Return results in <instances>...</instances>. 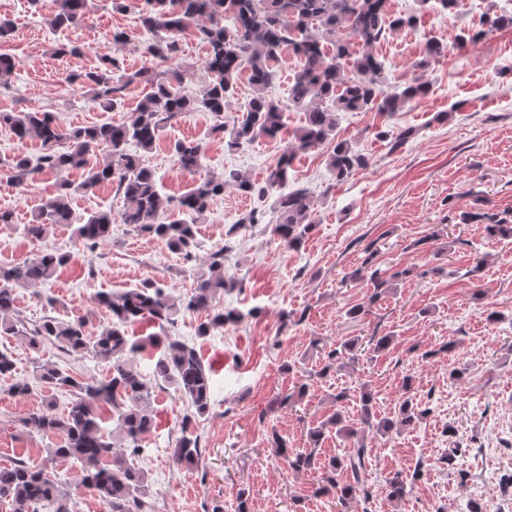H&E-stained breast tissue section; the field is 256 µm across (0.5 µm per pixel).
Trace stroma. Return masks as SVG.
I'll return each mask as SVG.
<instances>
[{
	"instance_id": "stroma-1",
	"label": "stroma",
	"mask_w": 512,
	"mask_h": 512,
	"mask_svg": "<svg viewBox=\"0 0 512 512\" xmlns=\"http://www.w3.org/2000/svg\"><path fill=\"white\" fill-rule=\"evenodd\" d=\"M492 3L512 11V0H457L449 15L436 8L419 11L416 0H388L390 13L415 12L419 21L374 47L385 67L387 91L408 82L409 63L425 54L428 41H439L446 54L428 73L432 88L425 99L389 117L340 114L336 137L356 146L367 157V168L337 180L328 166L333 150L328 141L296 156L293 181L310 191L316 218L300 248L287 247L272 232L274 194L259 197L229 188L211 201L198 223L200 247L193 260L117 222L106 243L85 252L70 226L50 225L37 240L25 235L23 226L62 178L80 186L71 200L75 222L100 211L119 214L123 196L112 183L85 189L84 170L45 172L21 195L0 176V210L14 215L13 225H0V264H20L47 249L82 254L51 287L16 289L13 316L25 323L81 316L89 331H97L111 315L95 305V292L118 294L153 282L172 296H186L207 273L209 254L229 249L224 272L237 286L221 303L239 311L241 321L200 336L196 328L204 313L184 311L168 329L191 341L211 370L210 410L193 423L203 445L195 466L172 461L186 404L154 379L158 350L135 358L154 388L156 425L146 438L145 455L135 460L148 474L154 512H236L242 503L247 512H336L335 499L317 492L321 472L286 471L268 436L275 430L290 446L304 448L310 424L334 413L359 425L357 402H336L334 394L363 382L375 395L378 416H396L407 394L428 413L401 434L369 439L367 491L348 501V512H468L474 501L490 512H512L507 480L512 474V241L487 239L482 222L462 221L466 212L512 213V29L463 47L453 42L458 29L478 24ZM142 9V0H123L119 10L112 0H89L78 26L56 29L50 24L55 0L35 6L29 0H0V17L16 23L10 39L0 42V53L15 63L11 76L0 82V112H51L66 128L127 119L146 92L144 84H130L121 102L106 111L65 79L93 70L104 54H117L126 74L149 66L145 48L153 35L140 23ZM114 30L128 35L123 50L102 39L103 32ZM64 45L81 46L83 52L59 54ZM207 52L192 34L181 37L170 63L183 73L181 93L201 94L208 80ZM251 94L249 73L241 71L228 111L219 116L190 112L162 129L143 162L160 177L165 197L179 200L198 183L232 170L255 183L264 181L285 140L263 138L231 151L223 134L213 131L239 121ZM410 126L416 136L394 152L375 136L381 128ZM183 138L204 145L203 162L191 172L179 169L171 153L172 144ZM254 209L263 213V223L227 237L228 228ZM368 257L396 275L379 297L368 279L342 281ZM356 304L364 312L354 320L346 309ZM491 310L499 314L493 323L485 319ZM387 334L393 341L377 358L362 351L319 377L324 365L319 350ZM0 350L12 353L18 376L25 378L32 375L35 356L80 377L108 375L107 364L65 354L48 340L35 353L19 338L0 335ZM454 363L465 367L464 378L449 377ZM297 391L302 398L296 408L282 404L283 396ZM47 396L48 389L38 384L28 395H12L8 381L0 379V466L18 458L47 463L56 437L30 432L23 424ZM452 448L460 449V456L453 465L443 464ZM418 467L423 474L409 494L389 501L384 477L396 471L409 475Z\"/></svg>"
}]
</instances>
